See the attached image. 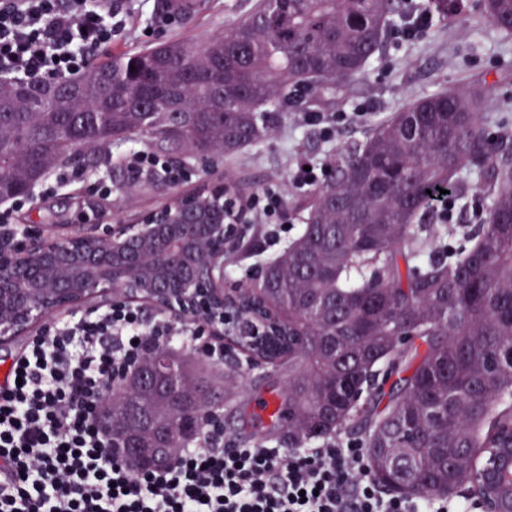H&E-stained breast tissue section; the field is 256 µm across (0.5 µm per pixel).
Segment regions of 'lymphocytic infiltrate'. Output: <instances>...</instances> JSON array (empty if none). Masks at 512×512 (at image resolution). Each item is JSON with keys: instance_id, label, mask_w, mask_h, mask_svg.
<instances>
[{"instance_id": "lymphocytic-infiltrate-1", "label": "lymphocytic infiltrate", "mask_w": 512, "mask_h": 512, "mask_svg": "<svg viewBox=\"0 0 512 512\" xmlns=\"http://www.w3.org/2000/svg\"><path fill=\"white\" fill-rule=\"evenodd\" d=\"M132 0H0V77L73 79L125 27ZM156 344L224 357L206 323L146 321L121 302L47 324L0 386V512H471L469 502L384 498L364 449L230 445L221 426L141 476L113 457L104 398Z\"/></svg>"}]
</instances>
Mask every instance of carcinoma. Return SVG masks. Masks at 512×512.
<instances>
[{"mask_svg": "<svg viewBox=\"0 0 512 512\" xmlns=\"http://www.w3.org/2000/svg\"><path fill=\"white\" fill-rule=\"evenodd\" d=\"M396 0H257L204 43L174 40L112 57L61 106L44 93L0 95V195L52 166L89 165L138 137L169 155L204 142L215 157L267 136L275 117L333 97L381 47ZM512 33V0H485ZM112 83V96L96 92ZM481 95L439 91L336 151L303 202L288 250L240 290L263 305L273 343L250 359L288 370L267 439L286 448L336 438L366 449L378 486L479 494L486 448H512V147L479 121ZM485 198L455 246L429 223L428 194ZM174 395L130 392L162 411Z\"/></svg>", "mask_w": 512, "mask_h": 512, "instance_id": "1", "label": "carcinoma"}]
</instances>
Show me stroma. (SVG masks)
Wrapping results in <instances>:
<instances>
[{
    "mask_svg": "<svg viewBox=\"0 0 512 512\" xmlns=\"http://www.w3.org/2000/svg\"><path fill=\"white\" fill-rule=\"evenodd\" d=\"M254 0H194L191 10L178 11L174 25L154 30L146 28L157 14L153 4L132 11L124 32L113 43L112 53H134L172 40L203 41L224 25L244 19ZM459 87L483 95L480 120L492 135L512 145V35L502 33L487 17L484 0H468L458 15L436 18L433 26L413 42L385 40L375 59L346 90L338 92L334 103L322 105L321 113L330 116L367 107L365 118L325 137L322 126L307 122L305 113L291 112L282 117L259 145H248L224 158L210 172L198 169L189 156H181L188 177L172 184L160 177L131 176L123 161L126 145L112 148V159L99 173L108 181L109 191L96 189L93 179H72L57 183L48 175L36 187L35 195L24 206L11 209L9 220L36 232L50 224L84 223L94 230L105 224L128 222L140 214L170 202L174 197L194 192L201 185L224 181L240 197L267 188L283 196L282 223L278 229L253 225L249 238L230 254L225 269L234 271L238 281L253 278L265 261L282 252L300 230L298 206L305 189L291 181L293 170L304 161L329 166L336 148L362 139L370 127L398 110L405 103L427 94ZM285 374L260 380L258 373L242 375L231 370L215 379L224 393L220 415L224 436L250 447L265 445L262 434L249 437L234 430L236 405L256 406L258 393L268 385H282Z\"/></svg>",
    "mask_w": 512,
    "mask_h": 512,
    "instance_id": "1",
    "label": "stroma"
}]
</instances>
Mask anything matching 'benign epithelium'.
<instances>
[{
  "instance_id": "obj_1",
  "label": "benign epithelium",
  "mask_w": 512,
  "mask_h": 512,
  "mask_svg": "<svg viewBox=\"0 0 512 512\" xmlns=\"http://www.w3.org/2000/svg\"><path fill=\"white\" fill-rule=\"evenodd\" d=\"M218 188L181 198L132 224H108L88 232L78 226L65 237L49 231L18 234L0 227V346L28 336L55 316L115 299L143 303L174 317L200 318L214 335L242 333L261 337L249 312L228 306L224 289V251L242 240L249 225L226 204ZM162 366H173L158 351L145 359L126 385L147 388ZM218 395L209 384L197 386L192 403L169 398L178 427L169 439L143 443L128 429L119 432L112 419V398L100 408L101 425L112 439V453L135 474L173 465L190 440L217 418ZM512 473V448L486 455L482 477L491 512H512V488L499 480L501 463Z\"/></svg>"
}]
</instances>
